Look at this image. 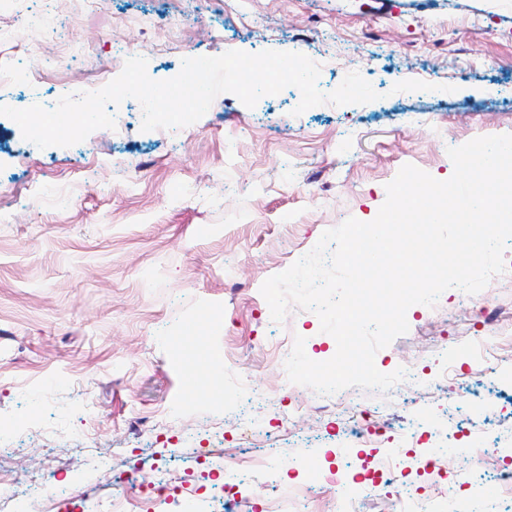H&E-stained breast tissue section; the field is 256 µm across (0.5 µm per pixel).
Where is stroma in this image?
I'll return each mask as SVG.
<instances>
[{"mask_svg": "<svg viewBox=\"0 0 512 512\" xmlns=\"http://www.w3.org/2000/svg\"><path fill=\"white\" fill-rule=\"evenodd\" d=\"M46 18L56 36L27 49L24 29ZM304 43L321 91L339 82L337 59L356 56L379 100L297 116L294 87L251 109L222 93L191 125L145 131L128 98L116 129L44 149L0 116V422L14 429L0 448L1 491L27 494L12 474L54 462L72 512L110 496L135 503L156 474L174 489H209V512H224L223 464L274 448L307 469L243 488L247 512H267L294 486L309 512H332L335 490L318 471L335 463L354 417L288 421L316 391L261 406L235 400L229 376L275 393L274 347L298 336L310 359H331L337 344L318 316L294 306L274 321L263 282L347 218L373 220L403 165L445 180L448 147L512 133V0H0V63L19 72L0 85V105L53 107L100 89L95 72L116 78L133 56L166 80L186 57ZM408 79L434 89L393 92ZM484 293L495 307L491 353L474 345L479 312L451 288L434 313L411 306L408 332L375 356L384 373L412 360L424 387L345 390L391 438L419 427L406 462L447 447L454 425L468 447L512 468V280ZM195 322L208 348L201 361L181 346ZM445 361L454 381L439 376ZM142 417L154 431L134 429ZM469 465L444 456L413 480L396 477L368 512H391L411 482L437 498Z\"/></svg>", "mask_w": 512, "mask_h": 512, "instance_id": "stroma-1", "label": "stroma"}]
</instances>
